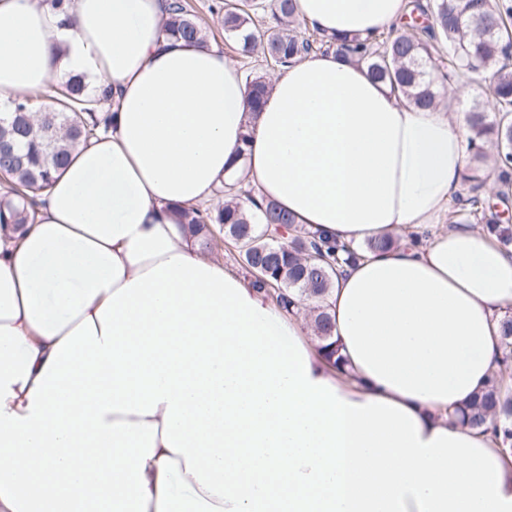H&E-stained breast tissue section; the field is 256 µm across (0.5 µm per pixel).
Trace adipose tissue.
<instances>
[{"label":"adipose tissue","mask_w":512,"mask_h":512,"mask_svg":"<svg viewBox=\"0 0 512 512\" xmlns=\"http://www.w3.org/2000/svg\"><path fill=\"white\" fill-rule=\"evenodd\" d=\"M168 0H0V107L84 76L112 126L0 225V512H512V454L449 418L495 367L512 256L466 224V116L420 110L315 52L261 112ZM407 0H296L328 36ZM247 179L296 226L365 249L303 318L200 255L174 211ZM167 34L200 45L205 43V33L196 16L188 10L185 1L173 0L164 21Z\"/></svg>","instance_id":"adipose-tissue-1"}]
</instances>
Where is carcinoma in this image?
<instances>
[{
    "label": "carcinoma",
    "instance_id": "carcinoma-1",
    "mask_svg": "<svg viewBox=\"0 0 512 512\" xmlns=\"http://www.w3.org/2000/svg\"><path fill=\"white\" fill-rule=\"evenodd\" d=\"M265 15L264 30L254 33L255 15ZM412 11L431 19L420 31L398 33L394 28L365 38L328 37L299 30L294 0H227L224 33L235 40L244 57L259 52L277 68L317 51H335L364 65L375 79L401 94L419 108L439 106L436 75L446 69L448 84L464 80L489 82V110H473L467 118L468 153L475 165L465 167L462 189L454 196L448 213L452 224H485L505 246L512 244V225L498 224L496 214L482 193L489 174L480 167L484 144L496 146L495 169L507 198L512 187V0H427L412 4ZM164 30L177 38L205 43V33L185 0H172ZM250 111L259 112L268 90L262 76L247 78ZM50 107L36 112L32 97L14 102L0 119L9 129L8 139L23 163L0 151V174L6 185L0 192V224L23 227L35 223L37 208L49 188L54 168L62 165L77 147L111 125V104L105 97L87 92L84 78L72 75L51 83L44 92ZM178 222L196 238L200 249L215 246L213 227L239 241L247 266L266 268V279L278 289H266L282 308L300 309L307 301L316 337L331 358L337 348L333 325L323 297L333 286L337 266L356 252L318 240L293 224L290 215L272 201L259 200L250 189L239 188L236 197L214 211L191 208L175 210ZM280 224L288 241L276 240ZM500 354L496 369L487 377L474 400L464 406L461 421L473 428H490L501 447L512 449V312L499 321Z\"/></svg>",
    "mask_w": 512,
    "mask_h": 512
}]
</instances>
